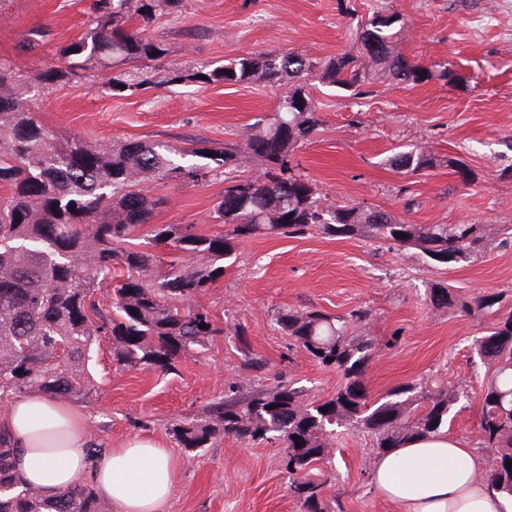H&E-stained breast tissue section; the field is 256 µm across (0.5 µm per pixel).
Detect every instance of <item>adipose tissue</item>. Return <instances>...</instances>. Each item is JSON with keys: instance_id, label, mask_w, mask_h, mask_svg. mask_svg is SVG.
Here are the masks:
<instances>
[{"instance_id": "adipose-tissue-1", "label": "adipose tissue", "mask_w": 512, "mask_h": 512, "mask_svg": "<svg viewBox=\"0 0 512 512\" xmlns=\"http://www.w3.org/2000/svg\"><path fill=\"white\" fill-rule=\"evenodd\" d=\"M0 428L19 447L14 465L22 483L43 496L89 478L115 512H161L173 494L174 463L163 446L134 438L90 456L85 417L66 401L31 392L0 410ZM487 465L443 432L377 457L370 482L398 512H512V499L482 480Z\"/></svg>"}]
</instances>
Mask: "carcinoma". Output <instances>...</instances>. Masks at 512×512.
Masks as SVG:
<instances>
[{
    "label": "carcinoma",
    "mask_w": 512,
    "mask_h": 512,
    "mask_svg": "<svg viewBox=\"0 0 512 512\" xmlns=\"http://www.w3.org/2000/svg\"><path fill=\"white\" fill-rule=\"evenodd\" d=\"M180 2L93 0L89 27L60 50L63 65L42 71L38 80L52 90L108 63L118 69L109 81L113 91L152 83L146 66L166 57L167 48L144 31L175 13ZM134 20L140 23L137 30L130 27ZM399 22V14L376 10L356 25L358 52L342 51L322 62L297 51H269L209 72L176 73V81L259 82L279 92L275 112L248 125L241 143L210 150L137 139L94 146L78 137L61 139L28 107L24 75L0 63V183L9 187L0 201V399L32 390L66 401L82 398L90 392V362L101 339L111 342L120 368L169 371L179 357L202 354L224 328L208 310L188 302L224 275V260L238 243L258 235L313 230L334 238L360 237L381 248L415 249L448 266L477 260L496 234L512 241L511 225L497 227L492 235L478 224H409L387 211L330 201L297 172L295 149L321 123L310 93L313 82L360 96L378 84L415 86L432 76L403 52L401 30L395 29ZM138 63L141 67L125 70ZM242 153L261 161L258 173L233 174ZM189 156L203 162L190 163ZM387 162L415 175L432 169L438 159L429 151L410 150L393 153ZM221 168L224 195L214 218L225 226L223 234L205 236L192 224L153 225V245L201 262L189 269L172 261L159 270L153 250L125 246L163 203L149 194L150 184L186 179L205 186ZM103 287L112 288L108 309L95 301ZM430 302L460 313L490 309L494 314L475 343L490 373L478 396V435L490 450L486 479L493 490L512 497V469L505 467L512 462V309L494 310L498 296L470 303L443 284L431 289ZM369 316L364 308L343 315L317 308L276 312L288 349L340 376L336 392L315 400L307 389L282 380L250 388L232 382L203 416L174 422L172 437L188 451L226 437L274 443L298 512H335L336 501L316 474L334 454L329 427L368 437L377 456L405 440L442 432L460 398V390L450 385L426 382L370 399L364 377L373 342L358 334ZM16 452L11 439L0 434V512H112V504L87 483L52 499L25 488L12 467Z\"/></svg>",
    "instance_id": "1"
}]
</instances>
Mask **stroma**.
<instances>
[{"label": "stroma", "mask_w": 512, "mask_h": 512, "mask_svg": "<svg viewBox=\"0 0 512 512\" xmlns=\"http://www.w3.org/2000/svg\"><path fill=\"white\" fill-rule=\"evenodd\" d=\"M89 5L0 0V60L31 77L57 64L60 49L88 26ZM380 7L400 14L411 60L426 67L451 61L455 77L415 87L379 84L359 99L319 86L322 126L295 153L301 172L329 200L383 209L412 224L512 225V0H182L178 13L147 30L167 47L165 58L152 65L154 85L119 94L108 87V71L98 70L51 90L33 85L28 99L61 137L92 145L126 139L236 144L248 124L275 110L277 91L260 83L175 82L173 72L208 71L227 59L278 50L325 60L354 49L351 29ZM37 28L49 31L48 42L25 49L24 34ZM419 149L439 160L425 175H403L387 162L393 151ZM459 164L469 172V185L455 171ZM150 192L165 200L154 223L222 232L212 215L223 179L203 187L161 181ZM225 266L223 279L192 300L224 328L203 356H182L167 374L122 370L112 363L111 344L101 343L91 365L95 386L77 404L88 439L100 447L141 437L169 450L176 484L163 512H297L276 445L224 438L189 452L169 433L171 421L202 415L233 381L291 380L318 398L335 392V371L288 352V339L273 320L277 309H370L364 333L375 349L365 384L376 400L405 383L439 381L471 393L483 381L473 343L485 334L490 312L434 307L431 284H448L468 300L497 295L501 309L512 308V243L448 267L428 263L413 249L387 250L358 238L256 236L239 243ZM249 354L265 361L264 371L249 370ZM373 462L367 438L341 436L327 492L344 512H397L370 487Z\"/></svg>", "instance_id": "stroma-1"}]
</instances>
